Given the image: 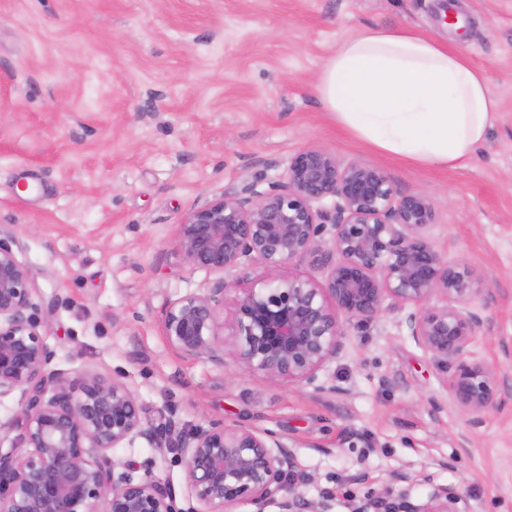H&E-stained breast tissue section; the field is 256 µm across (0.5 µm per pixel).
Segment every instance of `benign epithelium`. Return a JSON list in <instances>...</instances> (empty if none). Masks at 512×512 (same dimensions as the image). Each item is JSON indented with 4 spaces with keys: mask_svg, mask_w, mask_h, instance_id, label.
<instances>
[{
    "mask_svg": "<svg viewBox=\"0 0 512 512\" xmlns=\"http://www.w3.org/2000/svg\"><path fill=\"white\" fill-rule=\"evenodd\" d=\"M432 198L398 192L381 168L310 146L289 156L280 180L252 182L187 210L173 253L215 275L212 285L166 304L161 326L184 359L224 362L229 345L243 374L313 385L347 350L348 331L403 313L409 336L443 367L453 406L477 425L498 409L508 381L473 357L483 327L474 302L488 291L467 263H450L431 239ZM18 240L0 225V395L21 390V447L0 449V512H173L170 487L115 473L109 452L136 438L177 448L204 512H330L304 501L312 475L295 453L255 428L230 423L171 435L142 417L128 387L88 371L50 370L53 351L33 301V276ZM310 258L323 281L291 272ZM286 275L258 280L226 307L227 292L254 260ZM439 304L430 306L432 297ZM418 476L395 471L355 512H457L463 490L433 485L416 503L400 490Z\"/></svg>",
    "mask_w": 512,
    "mask_h": 512,
    "instance_id": "7a95c632",
    "label": "benign epithelium"
}]
</instances>
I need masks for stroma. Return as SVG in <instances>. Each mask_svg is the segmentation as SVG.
Listing matches in <instances>:
<instances>
[{
  "mask_svg": "<svg viewBox=\"0 0 512 512\" xmlns=\"http://www.w3.org/2000/svg\"><path fill=\"white\" fill-rule=\"evenodd\" d=\"M364 26L419 28L485 71L500 117L465 165L408 166L324 112L316 74ZM309 146L432 197L436 247L489 288L471 350L512 379V0H0V224L50 320L51 369L119 380L179 431L237 422L286 442L313 477L302 497L332 512L399 470L464 486L460 512H512V396L468 424L398 315L351 329L314 387L167 344L165 304L212 280L171 251L182 214L279 180ZM111 458L169 483L174 512H201L179 452L138 438Z\"/></svg>",
  "mask_w": 512,
  "mask_h": 512,
  "instance_id": "35a3bbf8",
  "label": "stroma"
}]
</instances>
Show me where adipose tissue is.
Here are the masks:
<instances>
[{
    "label": "adipose tissue",
    "mask_w": 512,
    "mask_h": 512,
    "mask_svg": "<svg viewBox=\"0 0 512 512\" xmlns=\"http://www.w3.org/2000/svg\"><path fill=\"white\" fill-rule=\"evenodd\" d=\"M315 91L353 138L420 167L459 166L500 112L481 68L410 26H368L343 40L317 73Z\"/></svg>",
    "instance_id": "adipose-tissue-1"
}]
</instances>
